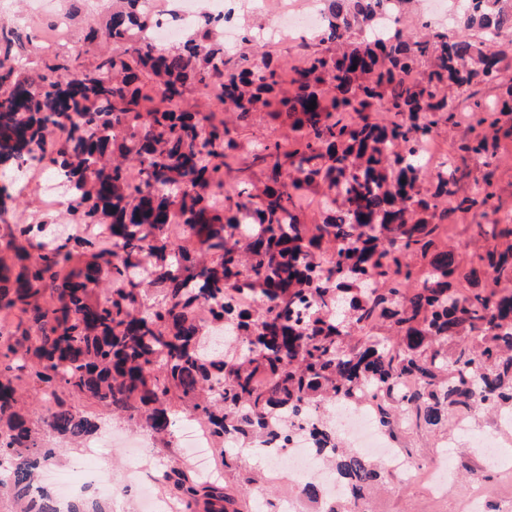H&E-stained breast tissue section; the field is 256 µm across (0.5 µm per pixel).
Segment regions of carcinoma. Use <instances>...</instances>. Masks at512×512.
Masks as SVG:
<instances>
[{
  "label": "carcinoma",
  "instance_id": "cac0c4a2",
  "mask_svg": "<svg viewBox=\"0 0 512 512\" xmlns=\"http://www.w3.org/2000/svg\"><path fill=\"white\" fill-rule=\"evenodd\" d=\"M410 0H324L319 31L288 71L256 57L253 32L227 54L224 16H203L178 45L157 51L133 35L154 23L142 0H116L103 31L112 44L21 67L26 47L0 26V214L28 186V160L62 177L69 223L46 213L6 227L0 259V493L10 512H54L30 491L63 449L100 429L74 406L91 400L155 438L178 420H203L215 441L271 448L301 424L332 465L349 512L383 481L373 459L342 445L315 414L329 402L381 398L379 429L392 436L448 431V421L494 409L512 413V214L498 216L492 175L442 163L426 179L418 142L455 118L446 87L493 82L511 68L498 43L512 35V0H458L465 33L421 25L412 36L380 19ZM224 88L202 115L175 106L192 86ZM316 102L313 110L307 109ZM257 112L294 133L245 151L239 128ZM456 150L493 155L476 133ZM257 166L268 184L226 178ZM327 197L306 222L310 190ZM181 210L188 235L168 236ZM485 242L469 266L451 249L450 213ZM39 241L37 254L27 244ZM332 251L324 267L319 253ZM251 293L258 308L239 307ZM159 299L145 304L148 291ZM223 331L221 343L211 330ZM42 391L36 415L17 382ZM411 379L413 390L401 393ZM192 512H241L220 482L179 464L162 471Z\"/></svg>",
  "mask_w": 512,
  "mask_h": 512
}]
</instances>
